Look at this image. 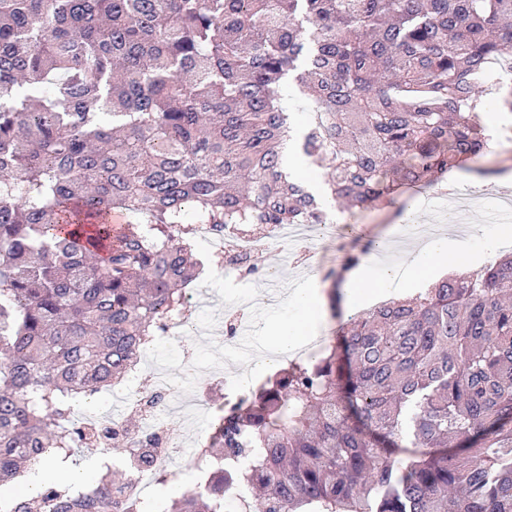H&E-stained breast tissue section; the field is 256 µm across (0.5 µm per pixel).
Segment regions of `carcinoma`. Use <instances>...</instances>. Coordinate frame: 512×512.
Wrapping results in <instances>:
<instances>
[{"instance_id": "1", "label": "carcinoma", "mask_w": 512, "mask_h": 512, "mask_svg": "<svg viewBox=\"0 0 512 512\" xmlns=\"http://www.w3.org/2000/svg\"><path fill=\"white\" fill-rule=\"evenodd\" d=\"M493 65L512 69V0H0V512H146L126 468L77 495L14 478L94 446L153 462L158 438L79 428L70 400L120 383L185 309L180 226L399 215L408 186L505 171ZM287 87L311 100L302 128ZM289 142L331 162L323 187L288 171ZM340 336L218 409L217 469L172 512H224L226 481L252 512H512V253Z\"/></svg>"}]
</instances>
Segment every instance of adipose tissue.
<instances>
[{
    "instance_id": "ef3b65f1",
    "label": "adipose tissue",
    "mask_w": 512,
    "mask_h": 512,
    "mask_svg": "<svg viewBox=\"0 0 512 512\" xmlns=\"http://www.w3.org/2000/svg\"><path fill=\"white\" fill-rule=\"evenodd\" d=\"M471 252L468 240L436 234L425 241L419 257L412 263L397 262L385 266L367 264L351 276L344 288L352 301H361L371 296L388 298L443 271L449 262L468 265ZM290 306L293 313L289 318L272 322L266 327L267 355L261 360L266 367H277L278 356L297 350L307 336L320 329L323 306L320 288L295 290L290 297ZM99 461V456L94 455L87 458L81 467L59 458L52 464L35 466L27 474V492L37 494L52 473L63 474L74 484L83 483L98 470Z\"/></svg>"
}]
</instances>
